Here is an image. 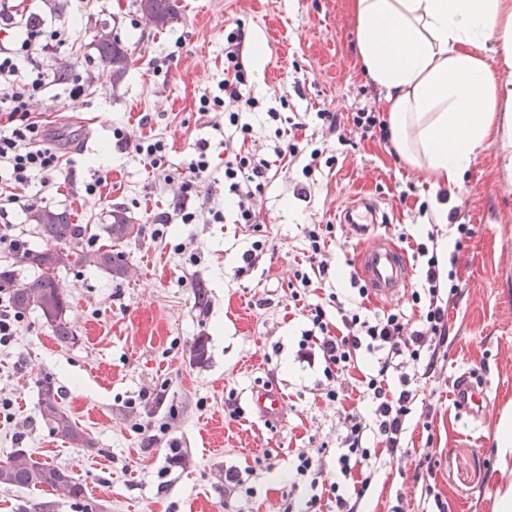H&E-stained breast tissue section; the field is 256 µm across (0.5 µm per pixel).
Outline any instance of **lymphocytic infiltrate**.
<instances>
[{
    "instance_id": "obj_1",
    "label": "lymphocytic infiltrate",
    "mask_w": 512,
    "mask_h": 512,
    "mask_svg": "<svg viewBox=\"0 0 512 512\" xmlns=\"http://www.w3.org/2000/svg\"><path fill=\"white\" fill-rule=\"evenodd\" d=\"M71 37L69 30L49 28L44 17L33 13L25 20V35L20 44L0 46V174L11 182L24 185L38 174L43 186L48 187L63 173V155L46 144L33 106L42 101L47 89L61 83L55 59ZM246 42L243 25L225 32L224 79L217 94L206 91L199 96L197 111L208 118L225 103L237 105L235 111L224 115V195L234 205L237 223L255 228L260 224L255 198L272 178L273 159L289 160L308 178L317 168L323 151L309 142L291 141L287 129L281 127L275 130L279 144L273 150V158L258 156L247 148L251 127L241 122L240 115L259 109L260 102L245 93L250 82V72L243 60ZM210 168L205 147H198L176 176L181 182L184 202L173 213L165 214L164 222L177 218L181 223H192L195 215L188 211L185 201L197 192ZM303 234L308 265L294 272L291 295L296 300L310 295L313 274L323 275L328 270L321 225H307ZM413 256L420 262L418 287L411 293L413 304L420 309L418 323H411L400 310L365 314L360 300L367 297L368 290L362 285L357 288V300L337 302L335 320H328L318 303L305 304L300 310L307 327L301 333L297 356L307 364L322 366L326 379L323 396L327 401L344 400L346 381L358 366L360 352L374 357L370 372L359 382L372 415H344L341 450L336 456V472L341 478L353 479V490L346 493L341 491L338 481L326 482L316 457L299 453L295 472L307 478L313 490L306 512H321L323 495L318 489L322 486L333 497L335 512H358L371 486L375 466L376 455L366 446L369 437H376L389 460L399 461L412 453L407 432L418 404V383L436 370L448 345V304L461 294L457 272L444 266L434 233L417 240ZM394 373L399 376L395 384L390 381Z\"/></svg>"
}]
</instances>
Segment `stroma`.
Masks as SVG:
<instances>
[{
  "instance_id": "1",
  "label": "stroma",
  "mask_w": 512,
  "mask_h": 512,
  "mask_svg": "<svg viewBox=\"0 0 512 512\" xmlns=\"http://www.w3.org/2000/svg\"><path fill=\"white\" fill-rule=\"evenodd\" d=\"M179 19L157 29L136 0H0L18 16L51 11L56 26L73 31L58 55L65 76L42 116L46 140L59 146L66 170L54 187L33 176L23 194L36 208L67 211L86 227L84 248L113 206L140 224L139 238L118 244L126 276L71 263L58 272L69 296L74 340L52 335L38 313L15 324L0 346V460L23 449L78 478L83 500L38 489L0 488V512H304L309 482L295 476L299 450L320 451L333 471L340 425L335 406L319 398L321 366L299 362L303 324L289 284L304 247L303 227L331 224V272L314 299L335 313L328 295L350 286L356 259L366 247L336 217L354 197L377 198L387 217L380 234L397 240L409 224L433 225L442 259L456 257L463 294L448 307V351L419 394L430 412L413 418L407 433L432 456L435 499L413 481L418 456L399 461L379 456L362 512H496L495 490L507 483L499 467L497 430L512 416V144L488 141L457 183L433 188L425 168L410 165L394 144L364 136L353 113L388 115L386 94L361 61L352 0H178ZM248 32L245 60L253 73L246 92L262 107L242 115L252 128L250 145L272 156L276 122L267 108L303 122L298 139L324 143L336 161L321 168L306 196H298L297 171H278L256 202L262 226L236 224L224 202V134L197 113L196 100L216 91L224 77V31L235 23ZM101 29L127 49L129 68L113 81L92 44ZM86 87L70 97L71 80ZM341 119L346 139L322 128L316 114ZM149 116L141 125V116ZM154 136L167 145L172 171H180L199 142H206L211 176L187 202L195 223L163 224L176 185L148 175L144 161L118 142L115 131ZM100 182L99 192L86 193ZM445 198L456 223L473 235L459 252L448 246L451 228L419 216L421 202ZM223 211L213 223L209 209ZM267 248L254 267L242 255L255 238ZM206 289L199 304L198 289ZM204 342L206 360L193 348ZM489 383L485 418L459 410L454 390L462 373ZM51 380L62 405L90 441L78 448L42 420L38 389ZM270 388L280 393L283 415L269 421L250 398ZM241 414L229 417L227 397ZM248 472L246 487H233L227 472Z\"/></svg>"
}]
</instances>
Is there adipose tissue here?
Listing matches in <instances>:
<instances>
[{"instance_id":"ef3b65f1","label":"adipose tissue","mask_w":512,"mask_h":512,"mask_svg":"<svg viewBox=\"0 0 512 512\" xmlns=\"http://www.w3.org/2000/svg\"><path fill=\"white\" fill-rule=\"evenodd\" d=\"M353 8L396 149L435 186L456 183L492 134L512 132V0H353ZM494 30L499 74L481 55Z\"/></svg>"}]
</instances>
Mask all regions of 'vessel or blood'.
<instances>
[{"label": "vessel or blood", "mask_w": 512, "mask_h": 512, "mask_svg": "<svg viewBox=\"0 0 512 512\" xmlns=\"http://www.w3.org/2000/svg\"><path fill=\"white\" fill-rule=\"evenodd\" d=\"M380 206L373 201L354 199L341 210L338 221L352 234L368 236L379 222ZM357 273L380 298L393 299L399 296L411 278V270L404 253L382 240H372L357 258ZM458 402L473 418H483L486 408L487 389L482 385L462 382L458 388ZM254 406L266 416H279L283 402L278 393L261 390L253 398Z\"/></svg>", "instance_id": "obj_1"}]
</instances>
